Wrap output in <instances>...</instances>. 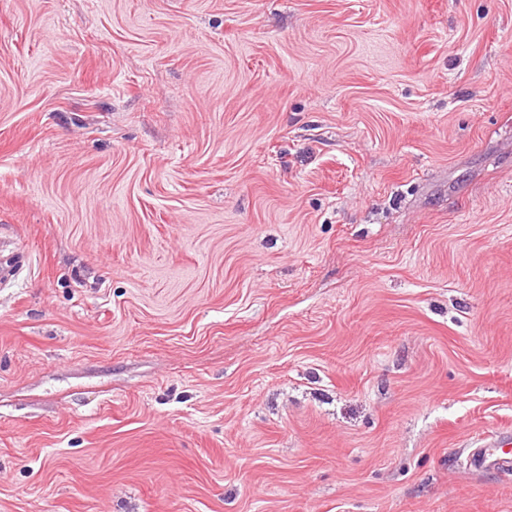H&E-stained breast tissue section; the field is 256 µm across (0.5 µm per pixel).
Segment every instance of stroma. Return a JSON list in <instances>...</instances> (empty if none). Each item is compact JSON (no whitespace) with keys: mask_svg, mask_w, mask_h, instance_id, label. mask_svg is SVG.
<instances>
[{"mask_svg":"<svg viewBox=\"0 0 512 512\" xmlns=\"http://www.w3.org/2000/svg\"><path fill=\"white\" fill-rule=\"evenodd\" d=\"M0 512H512V0H0Z\"/></svg>","mask_w":512,"mask_h":512,"instance_id":"stroma-1","label":"stroma"}]
</instances>
